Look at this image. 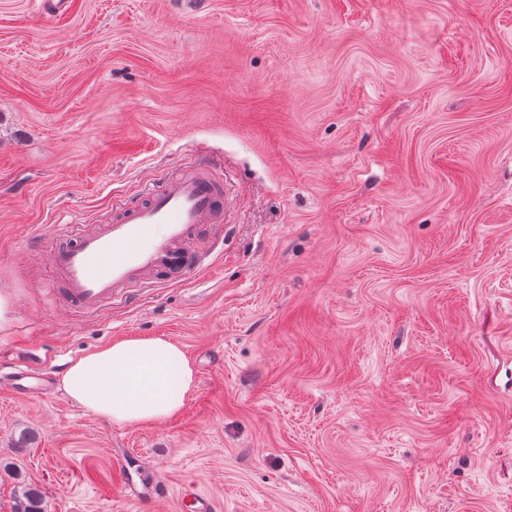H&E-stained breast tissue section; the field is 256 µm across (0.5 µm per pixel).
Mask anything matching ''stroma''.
Wrapping results in <instances>:
<instances>
[{
	"mask_svg": "<svg viewBox=\"0 0 512 512\" xmlns=\"http://www.w3.org/2000/svg\"><path fill=\"white\" fill-rule=\"evenodd\" d=\"M208 155L207 267L49 250ZM0 365L161 337L167 422L0 386V512H512V0H0Z\"/></svg>",
	"mask_w": 512,
	"mask_h": 512,
	"instance_id": "stroma-1",
	"label": "stroma"
}]
</instances>
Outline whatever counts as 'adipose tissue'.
I'll use <instances>...</instances> for the list:
<instances>
[{
    "instance_id": "adipose-tissue-1",
    "label": "adipose tissue",
    "mask_w": 512,
    "mask_h": 512,
    "mask_svg": "<svg viewBox=\"0 0 512 512\" xmlns=\"http://www.w3.org/2000/svg\"><path fill=\"white\" fill-rule=\"evenodd\" d=\"M62 383L66 394L87 411L139 426L175 416L195 385V372L172 342L129 338L79 358L67 368Z\"/></svg>"
}]
</instances>
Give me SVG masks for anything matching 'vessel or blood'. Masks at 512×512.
<instances>
[{
	"label": "vessel or blood",
	"mask_w": 512,
	"mask_h": 512,
	"mask_svg": "<svg viewBox=\"0 0 512 512\" xmlns=\"http://www.w3.org/2000/svg\"><path fill=\"white\" fill-rule=\"evenodd\" d=\"M230 215L224 185L212 176L210 161L200 158L162 188L113 206L108 219L54 250L50 272L63 282L71 310L95 313L147 275L163 272L183 278L201 268L205 256L195 250L199 231L206 224L228 222ZM8 378L13 392L23 397L52 389L38 364L14 365Z\"/></svg>",
	"instance_id": "b4317fda"
}]
</instances>
